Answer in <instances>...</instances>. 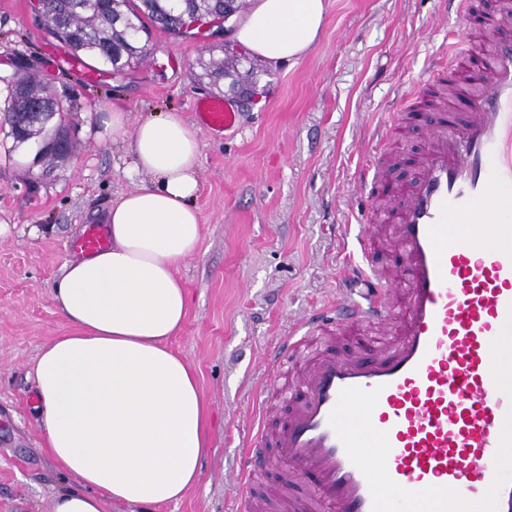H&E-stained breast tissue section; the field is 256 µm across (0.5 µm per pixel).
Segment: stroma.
Returning a JSON list of instances; mask_svg holds the SVG:
<instances>
[{"label": "stroma", "mask_w": 512, "mask_h": 512, "mask_svg": "<svg viewBox=\"0 0 512 512\" xmlns=\"http://www.w3.org/2000/svg\"><path fill=\"white\" fill-rule=\"evenodd\" d=\"M35 0H0V99L16 64L62 99L65 157L45 162L42 137L16 145L0 128V512H51L71 485L43 446L34 410V360L68 326L51 291L73 243L104 226L112 202L136 187L127 173L130 134H105L117 109L131 123L169 112L189 123L197 98L216 90L195 63L231 44L222 35L153 31L148 56L123 74L79 80L34 20ZM322 32L304 56L272 65L256 101L225 93L239 131L199 130L202 223L198 253L179 268L188 317L170 348L190 362L210 406L198 483L152 512H242L244 492L227 476L255 427L267 375L264 353L314 311L332 304L351 251V197L361 168L382 148L378 125L412 94L432 60L446 61L449 31L462 22L443 0H326Z\"/></svg>", "instance_id": "35a3bbf8"}]
</instances>
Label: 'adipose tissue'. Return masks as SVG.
I'll return each mask as SVG.
<instances>
[{"label": "adipose tissue", "instance_id": "ef3b65f1", "mask_svg": "<svg viewBox=\"0 0 512 512\" xmlns=\"http://www.w3.org/2000/svg\"><path fill=\"white\" fill-rule=\"evenodd\" d=\"M325 12V0H254L233 38L276 64L311 49ZM127 121L103 117L113 132L131 131L140 183L107 212L110 246L65 264L51 300L69 330L33 369L44 447L76 479L55 494L53 512L179 500L206 448L208 403L193 367L167 345L188 315L179 266L202 239L198 130L173 112L132 129Z\"/></svg>", "mask_w": 512, "mask_h": 512}]
</instances>
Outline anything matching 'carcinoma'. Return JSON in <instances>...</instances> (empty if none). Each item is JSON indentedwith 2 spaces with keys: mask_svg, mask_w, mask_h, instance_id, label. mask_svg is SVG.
Returning a JSON list of instances; mask_svg holds the SVG:
<instances>
[{
  "mask_svg": "<svg viewBox=\"0 0 512 512\" xmlns=\"http://www.w3.org/2000/svg\"><path fill=\"white\" fill-rule=\"evenodd\" d=\"M245 8V0H181L175 12L171 11L169 0H37L36 20L48 36L64 44L69 58H94L111 73L121 74L143 58L139 49L149 42L150 27L175 35L196 18L220 22L224 14L235 15ZM240 63L237 56L201 60L200 78L216 85L231 69L237 73V83H253L254 69L241 73ZM25 103L28 107L23 111L22 136L10 132L18 144L46 130L61 111L50 87L30 73L18 85L10 86L3 110L11 112ZM64 149L65 140L57 127L44 143L41 155L53 159Z\"/></svg>",
  "mask_w": 512,
  "mask_h": 512,
  "instance_id": "1",
  "label": "carcinoma"
}]
</instances>
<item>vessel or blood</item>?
I'll return each instance as SVG.
<instances>
[{"mask_svg": "<svg viewBox=\"0 0 512 512\" xmlns=\"http://www.w3.org/2000/svg\"><path fill=\"white\" fill-rule=\"evenodd\" d=\"M448 3L466 29L417 81L434 105L380 127L395 144L427 121L416 177L361 170L389 213L355 199L345 288L264 358L268 386L294 405L271 429L258 408L232 480L249 486L256 448H275L305 481L291 512H512V0L487 17L477 0ZM194 110L209 129L239 126L223 98ZM108 244L95 227L74 249ZM336 334L358 353L319 352Z\"/></svg>", "mask_w": 512, "mask_h": 512, "instance_id": "b4317fda", "label": "vessel or blood"}]
</instances>
